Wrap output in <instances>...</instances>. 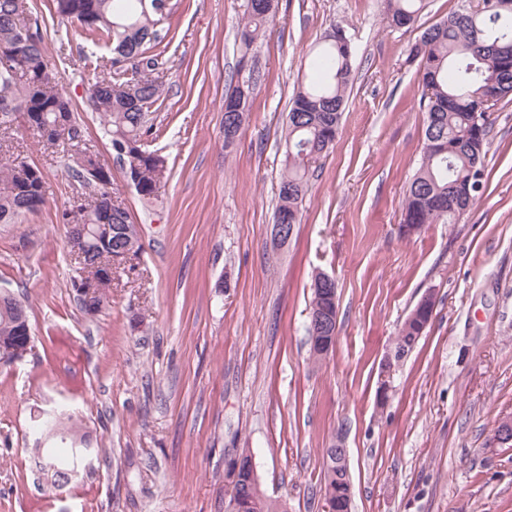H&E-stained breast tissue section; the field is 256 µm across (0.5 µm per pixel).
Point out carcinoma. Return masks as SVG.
I'll return each instance as SVG.
<instances>
[{
    "label": "carcinoma",
    "instance_id": "obj_1",
    "mask_svg": "<svg viewBox=\"0 0 512 512\" xmlns=\"http://www.w3.org/2000/svg\"><path fill=\"white\" fill-rule=\"evenodd\" d=\"M427 6V0H385L390 27L408 28ZM54 13L63 21L78 22L93 42L112 43L107 75L89 88V105L97 112L112 152L122 162L127 183L141 199L155 198L166 159L145 148L153 135L150 114L165 99V84L158 75L159 30L174 9L170 0H52ZM278 8L277 0H250L239 29L241 58L265 33ZM27 0H0V127L18 112L42 142L65 148L66 171L93 186L85 200L75 201L61 213V222L78 215L86 224L84 239L72 244L77 264L93 265L104 256L129 250L137 255L139 231L125 208H112V181L99 184L86 164L105 167L99 155L86 146L70 100L59 89L57 63L66 48L49 55L38 21H25ZM422 68L425 138L421 162L410 179L404 199L406 224H452L483 195L484 157L493 105L482 90L493 89L496 102L512 97V0H482L476 9L458 10L425 29L415 46ZM354 45L341 27H334L313 47L309 67L320 78L300 85L293 96L285 129V160L280 174L275 223L296 225L308 193L312 160L333 147L346 106L352 76ZM259 75H241L224 99L225 111L234 114L224 127V145L239 136L250 112V99ZM46 202V176L36 165L21 175L15 161H0V224ZM112 278L101 280L90 296L77 295L87 314L100 311ZM435 302L404 320L395 339V361L405 358L429 325ZM26 307L9 293H0V342L19 360L32 348L33 337ZM40 437L57 435L60 443L43 450L48 467L47 486L60 491L72 482L70 473L85 466L91 454L81 423L64 413H47L32 427ZM242 464L233 482L230 500L248 499L252 490V455L240 453ZM320 495L332 496L334 512H351V480L347 467H337L330 449L324 451ZM253 498V497H251ZM242 512H286L284 504L265 495L253 498Z\"/></svg>",
    "mask_w": 512,
    "mask_h": 512
}]
</instances>
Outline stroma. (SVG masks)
Instances as JSON below:
<instances>
[{"mask_svg": "<svg viewBox=\"0 0 512 512\" xmlns=\"http://www.w3.org/2000/svg\"><path fill=\"white\" fill-rule=\"evenodd\" d=\"M48 50L67 42L61 89L112 190L140 227L135 272L116 270L84 314L61 212L85 189L62 148L22 120L0 159L41 168L47 201L0 224V292L28 307L34 348L0 364V512H225L233 464L250 449L262 491L288 512H322L324 450L348 451L353 512H512V101L498 104L485 190L453 224L399 232L421 162V72L412 49L461 0H429L409 28L384 0H278L254 46L261 77L248 120L224 144V96L247 0H178L157 50L167 94L149 150L169 176L152 203L127 185L87 98L110 44L28 0ZM340 26L356 45L333 150L311 168L302 222L284 246L273 213L293 92L313 44ZM338 285L339 333L317 361L305 328L316 272ZM433 293V319L391 374L407 315ZM390 388L379 402L381 380ZM77 415L97 451L71 487L43 486L31 427ZM82 275L79 274V278L73 281V288L76 291L77 299L81 304V309L86 314H95L100 311L104 303L106 302V288L112 283V277H107L104 280H100L93 288L91 296L81 295L78 292L77 282L84 284L88 277L85 275L84 267H81Z\"/></svg>", "mask_w": 512, "mask_h": 512, "instance_id": "35a3bbf8", "label": "stroma"}]
</instances>
